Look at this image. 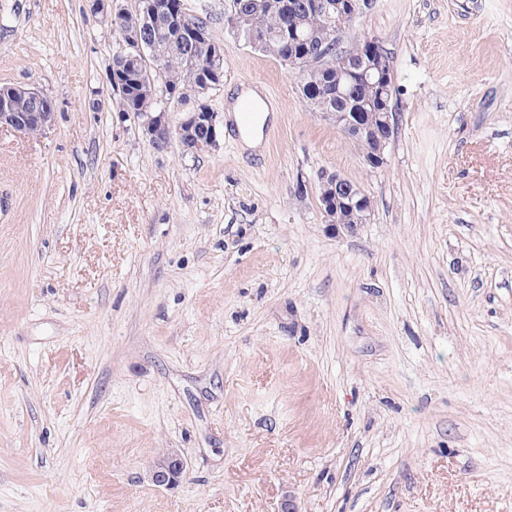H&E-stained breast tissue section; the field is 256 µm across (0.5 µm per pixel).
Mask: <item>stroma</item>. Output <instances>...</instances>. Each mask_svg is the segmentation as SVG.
Returning a JSON list of instances; mask_svg holds the SVG:
<instances>
[{
  "mask_svg": "<svg viewBox=\"0 0 512 512\" xmlns=\"http://www.w3.org/2000/svg\"><path fill=\"white\" fill-rule=\"evenodd\" d=\"M275 109L162 152L87 0H0V512H512V0H375L396 130L371 169L299 78L185 0ZM371 201L326 224L320 172ZM179 451L172 489L153 460ZM27 97L32 102L19 99L15 102L13 110V101L17 97ZM53 104H48L41 91L25 87L23 85H3L0 86V126L10 127L14 131L27 135L29 127H35L39 134L42 135L52 126L54 119Z\"/></svg>",
  "mask_w": 512,
  "mask_h": 512,
  "instance_id": "obj_1",
  "label": "stroma"
}]
</instances>
